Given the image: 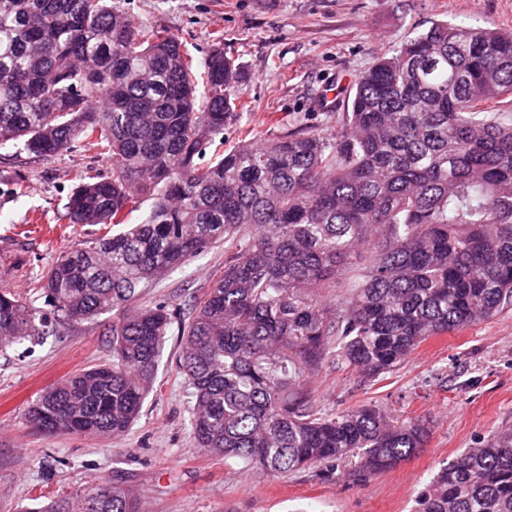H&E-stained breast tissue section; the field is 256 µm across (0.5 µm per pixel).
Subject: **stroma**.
<instances>
[{"instance_id":"1","label":"stroma","mask_w":512,"mask_h":512,"mask_svg":"<svg viewBox=\"0 0 512 512\" xmlns=\"http://www.w3.org/2000/svg\"><path fill=\"white\" fill-rule=\"evenodd\" d=\"M114 9L168 29L194 58L221 36L244 78L240 118L224 145L314 126L330 133L355 78L435 20L512 32V0H112ZM336 99L324 103L327 91ZM108 159L80 149L53 158L0 148V292L42 305L35 281L59 253L100 236L66 223L79 176H106ZM224 266L215 246L145 288L139 305H164L174 320L153 392L125 433L110 438L46 434L25 418L43 390L112 357V313L54 325L49 335L0 353V512L66 496L91 478L116 481L139 512H414L443 463L492 430L512 425V309L424 342L396 370L358 385L328 359L307 386L319 407L371 405L398 422L423 421L427 445L395 468L356 482L316 470L267 475L200 448L191 428L193 390L179 372L180 318Z\"/></svg>"}]
</instances>
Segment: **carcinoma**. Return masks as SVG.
<instances>
[{
  "label": "carcinoma",
  "mask_w": 512,
  "mask_h": 512,
  "mask_svg": "<svg viewBox=\"0 0 512 512\" xmlns=\"http://www.w3.org/2000/svg\"><path fill=\"white\" fill-rule=\"evenodd\" d=\"M354 86L334 132L226 151L241 88L224 51L197 62L112 0H0V145L112 160V175L74 186L70 224L117 226L154 200L144 223L56 258L38 280L50 310L0 293V351L48 335L52 314L120 309L222 241L224 270L181 328L198 445L267 474L319 467L330 478L353 459L359 481L425 447L426 424L367 405L324 411L305 384L333 347L365 384L429 338L512 306V125L485 108L512 95V33L435 20ZM365 253L362 281L323 301ZM171 323L163 305L112 322V360L45 390L27 420L49 434L126 432ZM416 504L512 512V426L449 461ZM23 512L136 510L128 489L94 481Z\"/></svg>",
  "instance_id": "carcinoma-1"
}]
</instances>
